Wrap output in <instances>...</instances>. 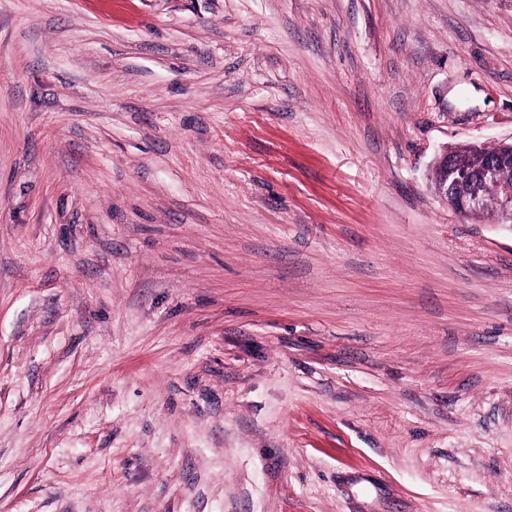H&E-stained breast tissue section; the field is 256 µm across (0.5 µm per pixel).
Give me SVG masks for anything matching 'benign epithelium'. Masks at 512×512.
<instances>
[{"mask_svg": "<svg viewBox=\"0 0 512 512\" xmlns=\"http://www.w3.org/2000/svg\"><path fill=\"white\" fill-rule=\"evenodd\" d=\"M500 146L509 151V156L487 160L472 171L458 169L447 147L435 155L431 166L438 167L445 180L470 184L469 191L464 196L454 199L443 196L448 206L463 216H470L485 208L486 201L482 193L484 185L488 183L499 185L500 194L496 199L495 210L499 223L512 228V142H502Z\"/></svg>", "mask_w": 512, "mask_h": 512, "instance_id": "7a95c632", "label": "benign epithelium"}]
</instances>
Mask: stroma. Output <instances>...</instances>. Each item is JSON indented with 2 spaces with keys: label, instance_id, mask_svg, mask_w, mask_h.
Here are the masks:
<instances>
[{
  "label": "stroma",
  "instance_id": "obj_1",
  "mask_svg": "<svg viewBox=\"0 0 512 512\" xmlns=\"http://www.w3.org/2000/svg\"><path fill=\"white\" fill-rule=\"evenodd\" d=\"M512 0H0V512H512ZM499 145L509 151V157L499 156L497 146L484 147L483 157L499 156V158L484 161L479 167H477L478 159L471 149V144L454 147L455 163L460 168L474 169L473 171L458 169L449 155L448 146L435 155L430 167L437 166L440 169L444 181L448 184L447 195L443 196V199L448 203V206L463 216H471L482 211L486 206L485 198L487 201L492 202L496 194V188L493 186H485L483 188V186L488 183L498 184L500 186V194L496 199L494 207L498 214L499 222L494 219V223L505 224L512 228V162L510 163V158L512 160V142H502ZM448 179L458 183L450 186ZM463 182L470 184L466 195L464 194L467 192L468 186ZM449 191L461 197L450 199L448 198Z\"/></svg>",
  "mask_w": 512,
  "mask_h": 512
}]
</instances>
